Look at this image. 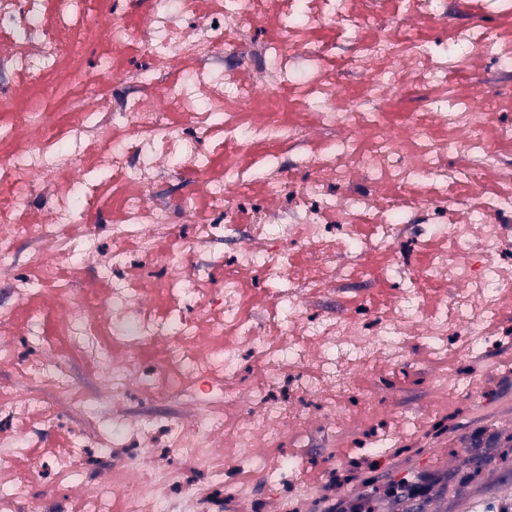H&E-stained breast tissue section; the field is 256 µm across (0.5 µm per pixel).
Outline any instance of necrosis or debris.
<instances>
[{"label": "necrosis or debris", "instance_id": "obj_1", "mask_svg": "<svg viewBox=\"0 0 512 512\" xmlns=\"http://www.w3.org/2000/svg\"><path fill=\"white\" fill-rule=\"evenodd\" d=\"M177 3L0 0V68L17 78L0 91V282L13 297L0 303V361L17 369L0 375V422L24 425L32 410L40 433L69 434L50 460L58 483L43 484L41 455L0 471V512H61L77 494L85 512H112L117 495L125 512H169L175 500L224 512L245 501L224 488L240 467L285 483L264 450L310 422L298 399L320 394L341 427L380 411L353 371L413 342L441 355L461 336L454 370L431 380L444 392L496 344L482 323L512 296V194L487 180L512 178V36L485 22L481 0H463L465 25L447 0ZM87 44L142 47L154 64L90 70ZM170 63L178 75L161 77ZM299 68L303 81L289 84ZM452 69L479 70L475 94L454 92ZM228 144L235 158L213 173L208 148ZM66 169L79 177L60 180ZM172 169L195 179L158 198ZM458 183L466 193L449 194ZM23 240L33 250L22 262ZM133 240L144 261L116 276ZM63 268L92 275L60 288ZM374 270L394 281V304L312 315L316 295ZM253 273L279 285L278 309L248 310ZM427 282L447 298L422 304ZM49 306L68 355L39 334ZM74 356L99 371L96 389L79 386ZM33 381L49 391L36 404L24 392ZM143 399L180 410L153 424L129 409Z\"/></svg>", "mask_w": 512, "mask_h": 512}]
</instances>
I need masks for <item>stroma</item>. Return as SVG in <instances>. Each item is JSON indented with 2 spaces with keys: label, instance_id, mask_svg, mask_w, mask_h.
<instances>
[{
  "label": "stroma",
  "instance_id": "obj_1",
  "mask_svg": "<svg viewBox=\"0 0 512 512\" xmlns=\"http://www.w3.org/2000/svg\"><path fill=\"white\" fill-rule=\"evenodd\" d=\"M395 291L377 282H352L322 301L327 312L343 314L364 298L381 305ZM498 344L489 366L474 376L475 389L458 394L440 417L426 407L431 377L444 359L419 344L404 358L365 371L359 384H376L378 418L328 435L327 419L289 435L284 450L296 483L321 481L318 493L296 500L294 512H512V314L485 325ZM340 459L329 471L332 459ZM428 486L414 498L400 485Z\"/></svg>",
  "mask_w": 512,
  "mask_h": 512
}]
</instances>
